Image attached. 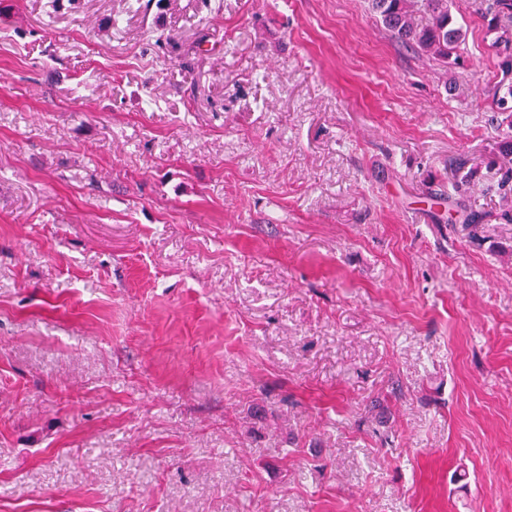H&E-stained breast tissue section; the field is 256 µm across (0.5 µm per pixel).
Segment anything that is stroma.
<instances>
[{"mask_svg":"<svg viewBox=\"0 0 512 512\" xmlns=\"http://www.w3.org/2000/svg\"><path fill=\"white\" fill-rule=\"evenodd\" d=\"M480 2L0 0V512H512ZM383 29L398 44L433 61L448 64L461 54L462 27L454 21L451 0H368Z\"/></svg>","mask_w":512,"mask_h":512,"instance_id":"1","label":"stroma"}]
</instances>
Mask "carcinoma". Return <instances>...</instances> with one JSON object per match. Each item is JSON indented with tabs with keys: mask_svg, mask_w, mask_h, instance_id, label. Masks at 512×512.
Listing matches in <instances>:
<instances>
[{
	"mask_svg": "<svg viewBox=\"0 0 512 512\" xmlns=\"http://www.w3.org/2000/svg\"><path fill=\"white\" fill-rule=\"evenodd\" d=\"M368 7L383 29L398 44L443 64L460 58L465 42L454 21L451 0H368ZM498 67L512 73V30H497Z\"/></svg>",
	"mask_w": 512,
	"mask_h": 512,
	"instance_id": "1",
	"label": "carcinoma"
}]
</instances>
